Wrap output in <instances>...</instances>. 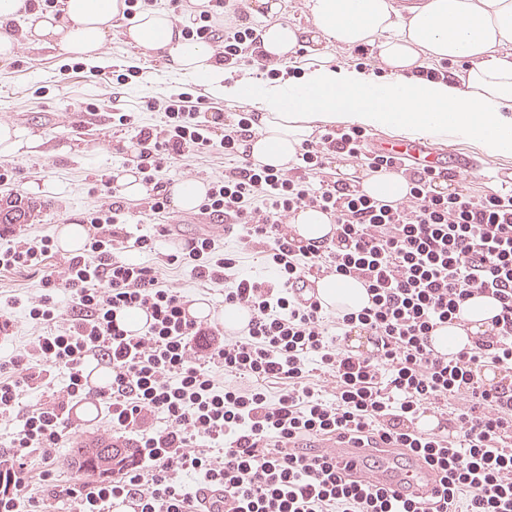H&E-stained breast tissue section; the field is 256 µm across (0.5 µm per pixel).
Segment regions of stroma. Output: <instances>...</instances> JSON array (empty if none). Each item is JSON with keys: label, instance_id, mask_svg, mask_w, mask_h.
Listing matches in <instances>:
<instances>
[{"label": "stroma", "instance_id": "1", "mask_svg": "<svg viewBox=\"0 0 512 512\" xmlns=\"http://www.w3.org/2000/svg\"><path fill=\"white\" fill-rule=\"evenodd\" d=\"M106 50L112 63L104 68L89 64L74 67L58 47L25 48L12 59L0 60V122L18 125L41 141L38 153L0 157V166L5 164L16 170L11 180L0 182V199L19 198L34 207L28 223L9 225V238H55L61 225L86 223L88 212L110 204V197L101 191V183L123 167L136 144L129 133L109 120L98 124L86 119V104H97L107 117L116 108L132 112L141 124L149 125L157 123L160 116L146 111L145 101L163 100L194 89L185 78L169 73L155 55L127 43L121 34L112 36ZM131 66L139 69L132 82L113 81V74ZM447 147L479 162L474 174L453 180V188L482 195L512 182V155L492 156L465 140L448 142ZM223 172V155L211 154L175 161L162 170L161 178L173 182L183 178L208 181ZM32 183L51 186L53 196L29 193ZM169 222L177 240L161 242L158 252L133 250L129 256L158 267L167 283L188 299L211 303L218 311L224 308L223 285L199 283L182 265L166 260L167 255L180 252L199 233L213 234L219 250L236 253L239 274L274 279V270L259 254L241 250L235 236L217 231L198 211H174Z\"/></svg>", "mask_w": 512, "mask_h": 512}]
</instances>
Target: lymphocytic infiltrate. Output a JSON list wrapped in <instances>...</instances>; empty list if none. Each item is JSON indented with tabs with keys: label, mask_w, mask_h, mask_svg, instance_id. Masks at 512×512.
<instances>
[{
	"label": "lymphocytic infiltrate",
	"mask_w": 512,
	"mask_h": 512,
	"mask_svg": "<svg viewBox=\"0 0 512 512\" xmlns=\"http://www.w3.org/2000/svg\"><path fill=\"white\" fill-rule=\"evenodd\" d=\"M249 0H208L182 28L184 36L222 46L224 67L267 69L249 20ZM157 124L139 126L125 112L118 127L135 131L138 150L128 159L156 192L147 207L159 224L152 236L125 245L113 229L119 206L90 212L94 229L82 254L64 272L47 266L52 242L19 240L0 248L1 269L35 268L44 294L28 301L30 320L43 325L25 353L0 363V415L19 407L25 389L44 372L63 368L62 400L28 412L9 450H0V512H43L29 493L28 453L41 455L43 479L53 476L56 452L74 424L70 404L96 397L104 420L135 437L137 451L122 471L95 483L76 481L48 494L75 512H106L109 501L137 500L140 512H199L197 495L180 478L195 474L204 488L221 491L217 512H512V190L481 196L439 191L447 174L416 170L372 154L365 130H330L304 144L290 168L254 163L239 142L252 115L202 118V102L186 96L150 100ZM223 151L230 165L213 178L199 211L231 217L243 249L260 247L280 273L276 284L234 275V254L220 252L212 235L193 239L178 261L193 279L225 283L224 301L251 320L238 337L217 324L187 318L188 299L169 287L156 268L126 258L127 248L155 251L168 236L171 200L156 176L167 163ZM363 159L371 172L402 175L409 186L393 204L330 179L331 156ZM312 207L330 215V241L310 243L287 220ZM360 280L369 307L329 319L323 305L296 297L293 287L311 274ZM70 300L62 315L58 292ZM491 294L500 311L472 347L435 356L426 339L438 325L460 319L473 296ZM140 309L144 331L120 327L115 313ZM363 331L368 352L348 351L335 337ZM95 356L112 368V384L96 392L83 382V362ZM336 383L325 398L308 381L310 366ZM495 368V383L484 381ZM238 377L220 384L217 370ZM287 380L270 399L265 384ZM466 404L448 420L449 431L421 435L420 413L440 409L449 397ZM165 419V429L152 425ZM222 443L220 455L197 452L199 441ZM361 448H396L422 457L441 475L442 492L430 504L348 479L322 440Z\"/></svg>",
	"instance_id": "obj_1"
}]
</instances>
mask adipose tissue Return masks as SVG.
<instances>
[{
	"label": "adipose tissue",
	"instance_id": "ef3b65f1",
	"mask_svg": "<svg viewBox=\"0 0 512 512\" xmlns=\"http://www.w3.org/2000/svg\"><path fill=\"white\" fill-rule=\"evenodd\" d=\"M312 22L305 31L279 21L280 0H253L270 16L261 34L266 58L287 64L306 54L295 73L231 78L215 46L185 38L167 10L144 6L127 27L119 21L124 0H62L60 12L30 10L27 0H0V59L57 46L72 59L106 64L114 32L161 56L187 76L199 96L252 111V133L242 143L251 159L276 169L294 162L302 145L325 126H357L437 143L459 136L494 156L512 154V0H426L401 14L393 0H306ZM24 20V38L11 24ZM370 48L371 66L338 63L330 47ZM465 62L461 74L427 80L425 60ZM324 305L345 311L367 306L363 283L328 276L320 280ZM497 312L494 300L470 299L461 324L435 331L437 350L454 354L470 346Z\"/></svg>",
	"mask_w": 512,
	"mask_h": 512
}]
</instances>
